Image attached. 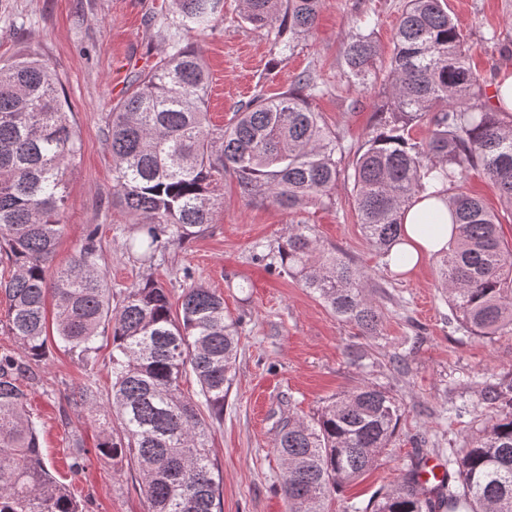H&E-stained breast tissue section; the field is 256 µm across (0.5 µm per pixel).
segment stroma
I'll use <instances>...</instances> for the list:
<instances>
[{
  "label": "stroma",
  "instance_id": "obj_1",
  "mask_svg": "<svg viewBox=\"0 0 512 512\" xmlns=\"http://www.w3.org/2000/svg\"><path fill=\"white\" fill-rule=\"evenodd\" d=\"M406 0H323L314 28L300 36L293 54L279 55L274 34L241 17V0L224 10L196 42L209 68L207 108L212 124L227 126L237 108L256 92L275 95L311 76L320 86L312 106L346 148L341 167L378 125V105L387 90L392 37ZM467 36L472 64L486 80L512 73V0H445ZM172 0H0V62L26 54L59 74L82 143L69 174L65 231L50 268L69 264L88 227L98 230L99 266L113 291L146 279L163 282L178 299L184 272H191L224 298L239 322L236 373L224 403L223 421L211 427L210 452L219 483L221 512H287L280 491L282 468L273 448L281 418H310L337 393L365 384L390 389L403 404L397 435L376 467L355 485L332 494L327 512H351L394 484L415 448L430 447V462L447 468L449 449L463 447L476 418L492 415L481 401L486 383L512 376V336L463 335L448 322L439 286V257L412 276L393 272L364 238L352 183L340 179L334 206L290 211L267 199L243 197L225 177L213 221L200 234L166 245L154 264L142 263L123 246L135 230L112 204V156L108 119L135 80L168 49L166 24ZM378 46L364 83L344 76L346 39L361 18ZM293 224L311 225L319 242L342 253L368 276V291L382 312L376 335L363 336L339 321L270 254ZM355 349L369 366L353 364ZM111 345L102 342L90 359L48 342L35 380L23 381L27 408L36 424L45 462L74 493L84 512H148L142 478L131 464L99 458L95 447L112 414ZM403 363H394L395 355ZM90 386L93 408L71 403L74 390ZM465 401L469 415L453 418L452 403ZM79 471H72L75 457Z\"/></svg>",
  "mask_w": 512,
  "mask_h": 512
}]
</instances>
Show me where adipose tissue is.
I'll return each mask as SVG.
<instances>
[{
    "mask_svg": "<svg viewBox=\"0 0 512 512\" xmlns=\"http://www.w3.org/2000/svg\"><path fill=\"white\" fill-rule=\"evenodd\" d=\"M440 200L428 197L413 199L402 214L403 224L399 241L394 245V256L390 267L399 273H411L418 269L425 261L438 255L448 247L453 237L451 219H444L438 229L433 232L426 231L421 218L427 211L442 209Z\"/></svg>",
    "mask_w": 512,
    "mask_h": 512,
    "instance_id": "adipose-tissue-1",
    "label": "adipose tissue"
}]
</instances>
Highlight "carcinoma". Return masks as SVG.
<instances>
[{
	"label": "carcinoma",
	"mask_w": 512,
	"mask_h": 512,
	"mask_svg": "<svg viewBox=\"0 0 512 512\" xmlns=\"http://www.w3.org/2000/svg\"><path fill=\"white\" fill-rule=\"evenodd\" d=\"M171 50L143 74L112 110V204L136 217L124 247L152 263L167 244L211 223L218 183L236 178L245 197L296 210L330 206L341 176L342 142L310 99L307 76L276 97L254 96L223 129L209 126V75L201 52L183 44L184 30L204 32L224 0H173ZM322 0H243L242 19L276 29L279 52L294 50ZM376 54L359 30L345 45L348 77L371 74ZM389 96L379 126L356 151L353 194L366 240L386 259L403 208L439 182L454 238L443 253L441 285L452 319L470 336L512 335V243L497 215L463 190L481 173L512 210V113L492 104L484 79L468 62L465 37L441 0H407L394 34ZM61 80L47 62L19 56L0 65V254L12 264L0 282L9 301L7 334L21 353L0 354V512H82L48 470L20 380L44 358L47 298L55 342L87 359L100 328L112 335L110 409L120 430L104 431L97 451L138 468L151 512H217L219 482L210 459L211 422L224 418L235 376L237 323L224 299L185 273L180 312L153 279L126 289L112 304L98 266L97 232L85 235L71 262L47 263L62 236L67 175L80 154L74 124L60 97ZM426 128L418 138L415 131ZM280 267L363 335L377 333L378 306L367 275L321 247L306 224L291 225L278 246ZM192 372L197 397L180 387ZM482 403L498 414L448 455L432 493L420 489L424 455L401 469L393 486L354 512H512V377L485 387ZM206 406L210 420L201 415ZM402 405L366 384L340 392L308 420H283L275 441L288 512H323V501L372 468L396 435Z\"/></svg>",
	"instance_id": "obj_1"
}]
</instances>
